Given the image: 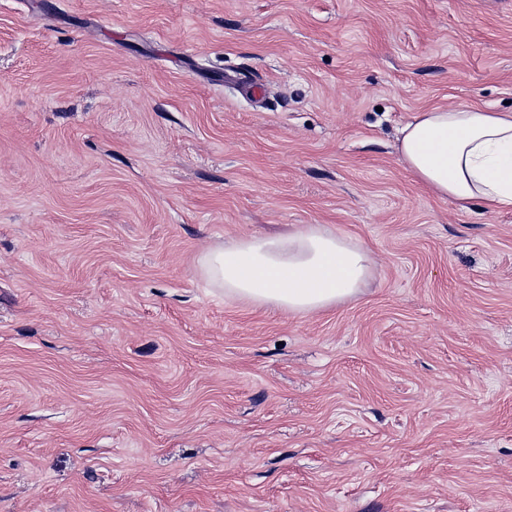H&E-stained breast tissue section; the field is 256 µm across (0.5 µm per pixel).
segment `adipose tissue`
<instances>
[{
	"label": "adipose tissue",
	"instance_id": "1",
	"mask_svg": "<svg viewBox=\"0 0 512 512\" xmlns=\"http://www.w3.org/2000/svg\"><path fill=\"white\" fill-rule=\"evenodd\" d=\"M406 169L432 195L461 208L512 207V113L479 107L418 113L400 131ZM368 249L325 226H305L280 238L218 244L199 269L225 295L294 315L326 311L357 295L371 270Z\"/></svg>",
	"mask_w": 512,
	"mask_h": 512
}]
</instances>
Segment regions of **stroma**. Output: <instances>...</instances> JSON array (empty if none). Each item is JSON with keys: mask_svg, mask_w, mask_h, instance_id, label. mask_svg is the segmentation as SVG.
Segmentation results:
<instances>
[{"mask_svg": "<svg viewBox=\"0 0 512 512\" xmlns=\"http://www.w3.org/2000/svg\"><path fill=\"white\" fill-rule=\"evenodd\" d=\"M462 106L512 0H0V512H512V208L397 152ZM308 224L326 312L199 271ZM371 262L368 249L315 224L287 237L217 244L201 255L199 269L225 295L309 315L357 295Z\"/></svg>", "mask_w": 512, "mask_h": 512, "instance_id": "1", "label": "stroma"}]
</instances>
